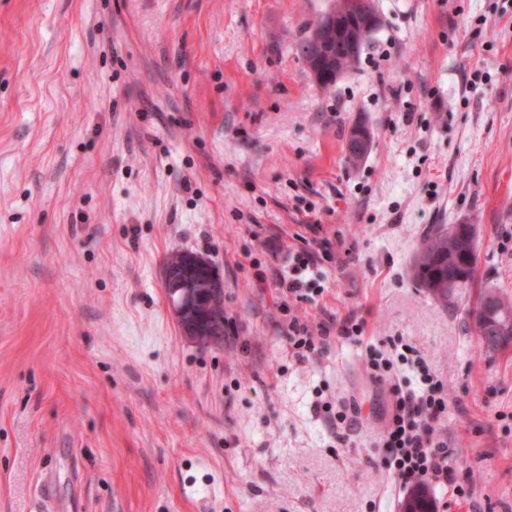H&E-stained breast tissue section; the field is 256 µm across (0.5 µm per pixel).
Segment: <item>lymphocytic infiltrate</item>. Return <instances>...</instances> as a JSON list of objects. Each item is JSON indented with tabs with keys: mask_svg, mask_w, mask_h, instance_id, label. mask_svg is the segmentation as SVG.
<instances>
[{
	"mask_svg": "<svg viewBox=\"0 0 512 512\" xmlns=\"http://www.w3.org/2000/svg\"><path fill=\"white\" fill-rule=\"evenodd\" d=\"M329 239H321L317 251H330ZM317 251L294 254L292 272H280L276 286L282 296L303 297L309 288L308 281L301 277L302 271L316 267ZM363 331L362 324L346 321L339 329H332L327 323L317 327L292 318L288 323V341L297 356L315 352L317 346L327 344L332 333L354 339ZM420 375L415 385L392 386L391 405L385 417L382 446L386 450L384 464L401 485L427 483L435 487L451 489L453 495L464 498L471 496L473 485L459 482L450 465L453 450L447 437L440 434L437 425L448 410V395L443 383L428 369L423 368L421 359H413Z\"/></svg>",
	"mask_w": 512,
	"mask_h": 512,
	"instance_id": "lymphocytic-infiltrate-1",
	"label": "lymphocytic infiltrate"
}]
</instances>
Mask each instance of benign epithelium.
I'll return each mask as SVG.
<instances>
[{"instance_id": "obj_1", "label": "benign epithelium", "mask_w": 512, "mask_h": 512, "mask_svg": "<svg viewBox=\"0 0 512 512\" xmlns=\"http://www.w3.org/2000/svg\"><path fill=\"white\" fill-rule=\"evenodd\" d=\"M379 15L375 0H338L318 20L309 37L299 47L315 85H334L356 63L361 54L364 34L375 28ZM372 143L369 125L359 121L348 135V156L353 162L362 161ZM210 270L209 262L197 254L172 256L164 271L167 299L182 331L192 341L202 344L211 339V326L198 315L199 306L223 293V283L214 274L205 280L190 277L195 271ZM491 336L484 338L483 349L493 351L512 341V318L505 316L487 321Z\"/></svg>"}]
</instances>
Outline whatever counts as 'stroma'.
<instances>
[{
	"instance_id": "stroma-1",
	"label": "stroma",
	"mask_w": 512,
	"mask_h": 512,
	"mask_svg": "<svg viewBox=\"0 0 512 512\" xmlns=\"http://www.w3.org/2000/svg\"><path fill=\"white\" fill-rule=\"evenodd\" d=\"M333 0H0V512H399L383 466L402 337L449 395L473 498L512 512V347L485 354L414 275L439 226L477 231L512 297V0H376L334 86L297 46ZM366 120L364 160L346 153ZM331 239L308 298L272 273ZM181 251L224 284V334L182 335ZM366 322L298 358L288 317ZM353 398L337 435L317 400Z\"/></svg>"
}]
</instances>
